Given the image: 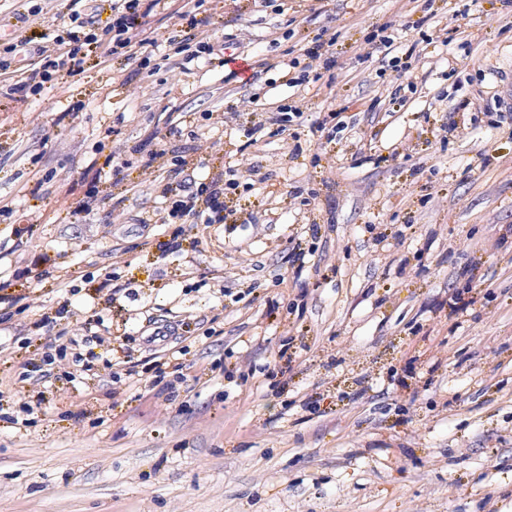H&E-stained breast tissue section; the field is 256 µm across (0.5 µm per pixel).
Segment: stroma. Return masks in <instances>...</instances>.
Listing matches in <instances>:
<instances>
[{
  "label": "stroma",
  "mask_w": 512,
  "mask_h": 512,
  "mask_svg": "<svg viewBox=\"0 0 512 512\" xmlns=\"http://www.w3.org/2000/svg\"><path fill=\"white\" fill-rule=\"evenodd\" d=\"M67 13L0 0V35L34 50ZM200 15L261 81L179 68L162 9L154 74L92 60L36 102L8 90L25 62L0 75V512H512V6ZM318 39L334 66L289 87L283 61ZM282 105L288 136L249 144ZM175 154L199 183L238 171L236 223H165L152 182Z\"/></svg>",
  "instance_id": "35a3bbf8"
}]
</instances>
